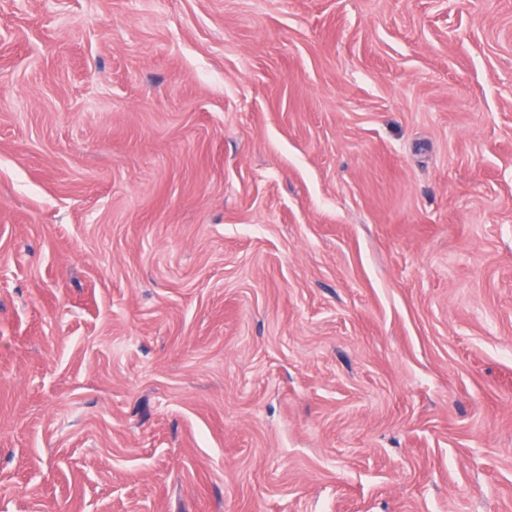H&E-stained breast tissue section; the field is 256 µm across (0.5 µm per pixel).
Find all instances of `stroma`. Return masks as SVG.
<instances>
[{"instance_id":"stroma-1","label":"stroma","mask_w":512,"mask_h":512,"mask_svg":"<svg viewBox=\"0 0 512 512\" xmlns=\"http://www.w3.org/2000/svg\"><path fill=\"white\" fill-rule=\"evenodd\" d=\"M0 512H512V0H0Z\"/></svg>"}]
</instances>
